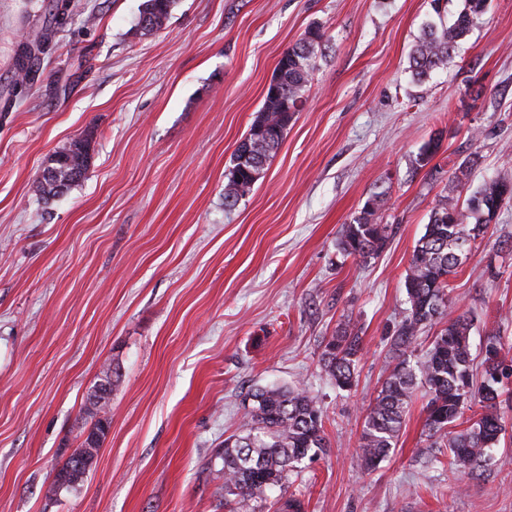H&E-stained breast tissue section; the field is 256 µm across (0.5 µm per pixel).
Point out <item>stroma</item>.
<instances>
[{
  "label": "stroma",
  "mask_w": 512,
  "mask_h": 512,
  "mask_svg": "<svg viewBox=\"0 0 512 512\" xmlns=\"http://www.w3.org/2000/svg\"><path fill=\"white\" fill-rule=\"evenodd\" d=\"M142 2L69 0L54 27L53 0H0V512H226L210 461L241 431L248 393L271 384L305 387L325 414V452L288 478L305 512H512V439L499 450L510 464L453 475L420 397L388 458L352 463L433 207L512 179V0H489L422 85L408 53L463 0L441 15L432 0H178L148 35L134 29ZM312 26L328 46L308 90L262 178L225 210L277 61ZM44 34L34 80L19 81L20 45ZM86 134V178L41 200L45 158ZM380 192L385 250L344 257V224ZM508 231L512 202L451 280L477 357L491 333L512 346ZM347 320L363 351L343 392L319 358ZM108 364L119 380L96 464L48 497Z\"/></svg>",
  "instance_id": "stroma-1"
}]
</instances>
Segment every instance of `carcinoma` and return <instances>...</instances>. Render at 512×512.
Listing matches in <instances>:
<instances>
[{"label": "carcinoma", "mask_w": 512, "mask_h": 512, "mask_svg": "<svg viewBox=\"0 0 512 512\" xmlns=\"http://www.w3.org/2000/svg\"><path fill=\"white\" fill-rule=\"evenodd\" d=\"M454 20L431 29L409 52V71L419 84L443 66L448 57L486 12L488 0H463ZM176 0H143L136 27L147 33L167 27ZM46 40L26 44L17 60L23 78L34 79L38 53ZM323 46L317 27L278 60L275 93H266L263 106L235 151L224 185V206L234 208L256 184L253 174L264 172L272 154L302 101L309 84L312 56ZM90 136L78 137L48 156L39 191L43 199L61 195L86 177L91 159ZM512 200V182L488 178L468 197L466 204L443 196L434 206L419 239L404 279L408 308L389 338L388 375L364 418L356 453L357 466L376 467L399 442L401 430L418 390L427 396L425 429L431 447L448 449L450 470L476 478L495 462L494 451L504 433V408L512 409V347L496 336L484 348L483 377L473 381L470 334L472 319L455 315L449 299V278L471 252V243L488 231L486 216ZM384 197L374 195L353 223L343 226L336 246L346 257L365 261L378 256L389 238V226L380 224L376 212ZM441 323L430 346L416 361L408 352L427 325ZM362 351L360 331L341 323L324 345L320 366L342 391L352 389ZM473 410L467 426L456 429L465 410ZM327 447L324 415L317 396L300 386H263L248 399L246 422L238 435L224 439L216 452L221 460L217 474L224 479V500L234 512H255L268 492L282 487L288 475L304 460H312ZM74 460L66 459L54 474L50 491L75 488L66 479Z\"/></svg>", "instance_id": "cac0c4a2"}]
</instances>
